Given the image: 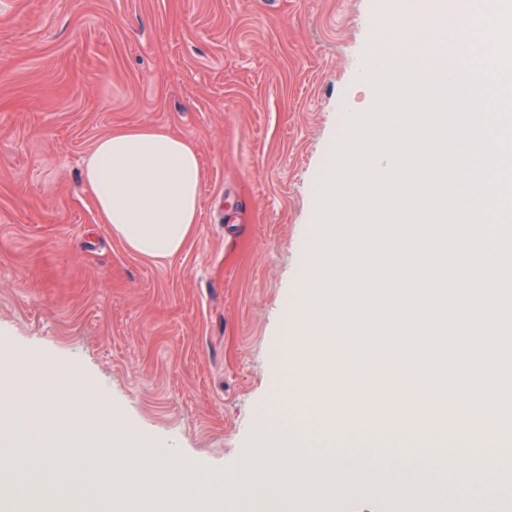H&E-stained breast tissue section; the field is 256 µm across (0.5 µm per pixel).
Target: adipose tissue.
Wrapping results in <instances>:
<instances>
[{
	"instance_id": "adipose-tissue-1",
	"label": "adipose tissue",
	"mask_w": 512,
	"mask_h": 512,
	"mask_svg": "<svg viewBox=\"0 0 512 512\" xmlns=\"http://www.w3.org/2000/svg\"><path fill=\"white\" fill-rule=\"evenodd\" d=\"M82 177L98 223L135 254L171 258L196 232L203 171L195 146L175 133L111 131L93 145Z\"/></svg>"
}]
</instances>
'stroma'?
<instances>
[{"label": "stroma", "mask_w": 512, "mask_h": 512, "mask_svg": "<svg viewBox=\"0 0 512 512\" xmlns=\"http://www.w3.org/2000/svg\"><path fill=\"white\" fill-rule=\"evenodd\" d=\"M384 0H0V341L71 398L86 386L176 459L236 470L263 417L289 420L298 283L330 154ZM152 126L197 149L199 223L176 256L97 223L82 165ZM322 512H381L424 482L432 512H512V478L464 482L339 445Z\"/></svg>", "instance_id": "stroma-1"}]
</instances>
